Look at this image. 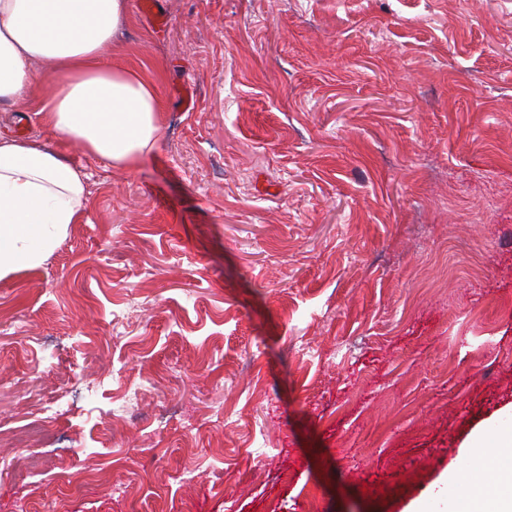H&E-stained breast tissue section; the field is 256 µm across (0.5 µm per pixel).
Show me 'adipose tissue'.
I'll use <instances>...</instances> for the list:
<instances>
[{"instance_id":"1","label":"adipose tissue","mask_w":512,"mask_h":512,"mask_svg":"<svg viewBox=\"0 0 512 512\" xmlns=\"http://www.w3.org/2000/svg\"><path fill=\"white\" fill-rule=\"evenodd\" d=\"M128 14L129 0H0V106L30 99L36 107L19 121L60 139L55 148L0 129V278L40 264L79 223L94 169L135 171L159 146L157 78L118 59L102 63ZM69 144L85 163L69 162ZM460 454L512 474V408L476 429ZM464 482L490 498L491 512H512V485L487 486L480 471L457 468L442 484L451 494Z\"/></svg>"}]
</instances>
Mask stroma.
Masks as SVG:
<instances>
[{
    "instance_id": "obj_1",
    "label": "stroma",
    "mask_w": 512,
    "mask_h": 512,
    "mask_svg": "<svg viewBox=\"0 0 512 512\" xmlns=\"http://www.w3.org/2000/svg\"><path fill=\"white\" fill-rule=\"evenodd\" d=\"M120 43L162 137L0 280V512H407L512 404V0H160Z\"/></svg>"
}]
</instances>
